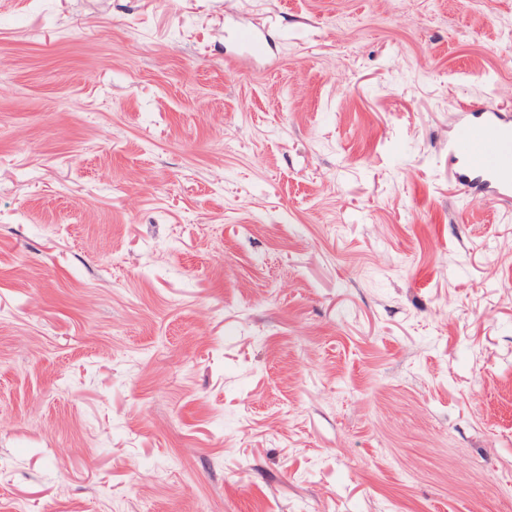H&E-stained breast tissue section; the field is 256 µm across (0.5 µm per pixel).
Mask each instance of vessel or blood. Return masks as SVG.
Returning <instances> with one entry per match:
<instances>
[{"instance_id":"b4317fda","label":"vessel or blood","mask_w":512,"mask_h":512,"mask_svg":"<svg viewBox=\"0 0 512 512\" xmlns=\"http://www.w3.org/2000/svg\"><path fill=\"white\" fill-rule=\"evenodd\" d=\"M233 35L247 58L266 55L268 39L259 28L244 23ZM448 153L457 163L456 181L474 198L512 204V116L494 106L462 112L448 141Z\"/></svg>"}]
</instances>
